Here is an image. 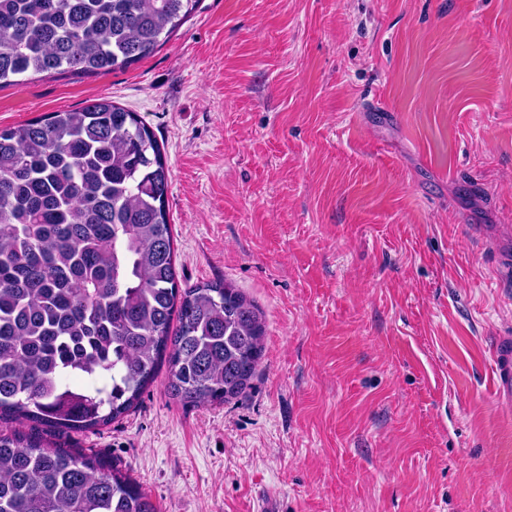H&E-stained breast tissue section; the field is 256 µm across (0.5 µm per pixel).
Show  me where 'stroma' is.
Segmentation results:
<instances>
[{
    "label": "stroma",
    "instance_id": "stroma-1",
    "mask_svg": "<svg viewBox=\"0 0 512 512\" xmlns=\"http://www.w3.org/2000/svg\"><path fill=\"white\" fill-rule=\"evenodd\" d=\"M105 99L164 148L180 287L265 313L231 402L167 367L55 436L159 512H512V0H200L152 55L0 88V128ZM496 388L499 397L512 402V341L504 338L496 342L494 350Z\"/></svg>",
    "mask_w": 512,
    "mask_h": 512
}]
</instances>
